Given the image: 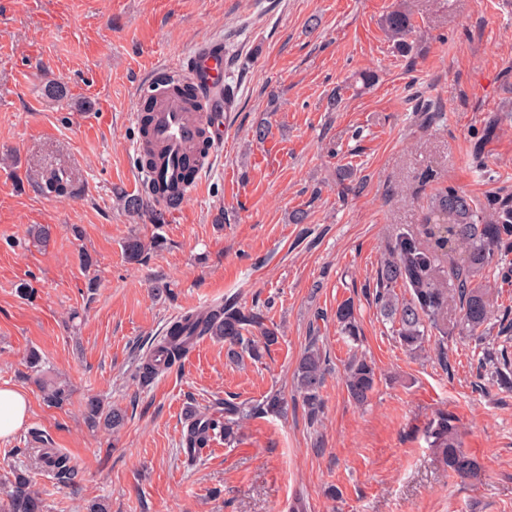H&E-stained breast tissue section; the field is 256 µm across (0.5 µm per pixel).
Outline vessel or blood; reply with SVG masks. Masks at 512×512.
<instances>
[{"label": "vessel or blood", "mask_w": 512, "mask_h": 512, "mask_svg": "<svg viewBox=\"0 0 512 512\" xmlns=\"http://www.w3.org/2000/svg\"><path fill=\"white\" fill-rule=\"evenodd\" d=\"M224 85V53L215 42L197 45L188 56L178 83L162 81L153 72L147 81L151 97L146 140L136 146L142 158L140 186L164 205L183 206L197 184L188 175V162L199 158L201 146L215 148L223 123L212 122L214 95Z\"/></svg>", "instance_id": "1"}]
</instances>
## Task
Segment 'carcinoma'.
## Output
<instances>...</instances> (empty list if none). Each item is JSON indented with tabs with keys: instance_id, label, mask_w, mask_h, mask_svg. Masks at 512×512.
Segmentation results:
<instances>
[{
	"instance_id": "obj_1",
	"label": "carcinoma",
	"mask_w": 512,
	"mask_h": 512,
	"mask_svg": "<svg viewBox=\"0 0 512 512\" xmlns=\"http://www.w3.org/2000/svg\"><path fill=\"white\" fill-rule=\"evenodd\" d=\"M381 25L394 48L401 54L414 51L415 23L406 6L393 7L383 15ZM161 246V239L145 242L132 236L125 243V256L131 263ZM512 278V188L501 186L477 199L448 185L437 191L414 228H397L388 241L376 272L372 305L377 315L391 325L400 347L418 358L432 351L448 365V343L470 339L481 346L479 369L487 372L492 384L512 390V352L492 341V330L499 304L492 289L498 281ZM338 331L350 342V354L344 367V384L349 397L364 406L376 385L374 364L358 353L361 341L354 301L340 303L334 314ZM263 308H250L233 302H216L198 311H188L166 330L139 363V376L147 381L171 370L203 338L224 341L228 353L253 359L279 339L276 327L265 324ZM259 335H253V331ZM315 336L305 347L295 368L296 389L310 422L321 420L323 400L320 394L328 374L327 352ZM44 402L59 407L71 398L69 385L44 377L41 358L36 352L26 357ZM287 401L279 392H271L255 404L224 400V410H192L190 423L181 437L180 447L191 460L196 448L209 445L215 431L224 432V440H234L244 421L260 415L283 413ZM124 416L119 409L103 412L101 401L85 404V423L92 431L101 428L117 431ZM430 447L437 450L445 467L463 480H478L481 469L462 451V434L453 417L438 414L425 429ZM42 463L56 483L65 488L79 484V471L62 453L42 457ZM7 501L0 512H44L39 494L32 489L27 475L15 469Z\"/></svg>"
}]
</instances>
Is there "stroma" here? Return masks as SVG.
<instances>
[{
	"label": "stroma",
	"mask_w": 512,
	"mask_h": 512,
	"mask_svg": "<svg viewBox=\"0 0 512 512\" xmlns=\"http://www.w3.org/2000/svg\"><path fill=\"white\" fill-rule=\"evenodd\" d=\"M400 3L417 25L406 56L381 26ZM219 36L235 107L209 172L183 208L128 212L123 197L141 194L140 88ZM50 81L66 97H44ZM494 114L504 121L484 139L486 177L469 153ZM340 166L352 173L345 196ZM52 172L67 195L45 190ZM501 179L512 181V0H0V386L30 400L25 426L0 439V475L26 469L45 512H85L96 498L110 512H512V392L481 375L475 343L451 344L444 365L407 356L367 294L393 229L420 223L438 188L479 197ZM296 210L305 223H290ZM35 224L51 226L47 247L30 241ZM134 234L163 245L129 263ZM227 298L262 305L279 328L261 361L207 338L141 382L139 359L170 322ZM349 298L377 372L362 407L333 319ZM314 327L331 368L315 424L294 385ZM32 349L69 383L63 407L28 379ZM274 390L284 416L249 420L231 442L216 434L185 459L188 408ZM90 396L125 411L119 432L87 429ZM441 411L457 417L480 481L445 471L428 446ZM42 448L70 455L78 490L55 484Z\"/></svg>",
	"instance_id": "1"
}]
</instances>
